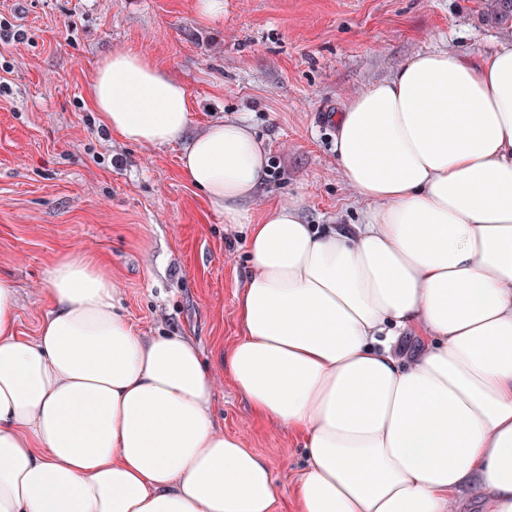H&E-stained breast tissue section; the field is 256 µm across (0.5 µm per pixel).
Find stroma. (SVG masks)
<instances>
[{
    "mask_svg": "<svg viewBox=\"0 0 512 512\" xmlns=\"http://www.w3.org/2000/svg\"><path fill=\"white\" fill-rule=\"evenodd\" d=\"M486 0H0V275L17 287L19 330L51 309L46 275L64 253L103 260L120 311L144 337H190L213 363L218 427L242 432L290 487L298 438L252 416L224 370L241 327L244 231L225 223L183 177L181 143L135 145L102 125L87 90L118 49L152 59L185 85L189 134L246 118L268 148L248 208L301 200L308 224L347 227L365 207L336 162L333 116L407 59L433 49H491L512 21Z\"/></svg>",
    "mask_w": 512,
    "mask_h": 512,
    "instance_id": "stroma-1",
    "label": "stroma"
}]
</instances>
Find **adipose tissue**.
<instances>
[{
  "label": "adipose tissue",
  "mask_w": 512,
  "mask_h": 512,
  "mask_svg": "<svg viewBox=\"0 0 512 512\" xmlns=\"http://www.w3.org/2000/svg\"><path fill=\"white\" fill-rule=\"evenodd\" d=\"M89 98L128 142H182L184 178L245 226L224 364L253 414L301 436L298 512H448L475 488L512 512V42L415 54L337 114L367 203L347 231L297 201L253 218L263 141L243 118L188 136L185 86L148 57L113 51ZM47 291L23 336L0 278V512H275L284 490L215 424L193 341L139 336L92 257L62 256ZM411 327L426 338L398 355Z\"/></svg>",
  "instance_id": "1"
}]
</instances>
